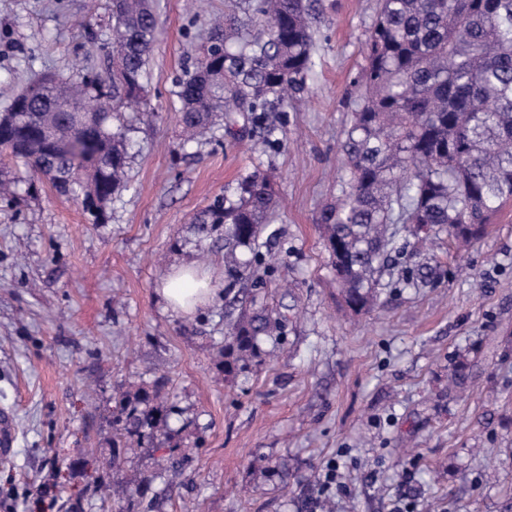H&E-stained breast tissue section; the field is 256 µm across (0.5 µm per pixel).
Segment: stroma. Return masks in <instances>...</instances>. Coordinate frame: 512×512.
I'll return each mask as SVG.
<instances>
[{
    "instance_id": "35a3bbf8",
    "label": "stroma",
    "mask_w": 512,
    "mask_h": 512,
    "mask_svg": "<svg viewBox=\"0 0 512 512\" xmlns=\"http://www.w3.org/2000/svg\"><path fill=\"white\" fill-rule=\"evenodd\" d=\"M153 6L151 112L129 135V182L107 222L88 223L44 179L0 199V410L16 427L0 456V512H59L70 499L82 512H512V206L468 253L437 250L426 287L402 284L398 261L378 308L360 315L316 225L343 174L347 100L377 0H317L310 92L269 113L287 138L261 154L249 130L180 145L175 82L224 0ZM111 37L110 0H0V110L40 74L104 65ZM257 169L279 200L274 261L239 305L264 299L283 329L228 379L223 297L180 316L156 289L184 265L223 288V252L200 261L179 241L190 216ZM460 360L470 368L458 392L448 375ZM159 378L168 447L99 465L118 392ZM172 445L190 465L168 492L159 473ZM333 460L351 494L324 501L317 474ZM97 482L107 499L81 497Z\"/></svg>"
}]
</instances>
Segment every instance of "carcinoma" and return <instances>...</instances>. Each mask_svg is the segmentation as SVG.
Wrapping results in <instances>:
<instances>
[{"instance_id":"cac0c4a2","label":"carcinoma","mask_w":512,"mask_h":512,"mask_svg":"<svg viewBox=\"0 0 512 512\" xmlns=\"http://www.w3.org/2000/svg\"><path fill=\"white\" fill-rule=\"evenodd\" d=\"M311 0H224L202 57L176 82L178 122L190 143L224 121L258 127L307 90L316 53ZM157 17L151 0H112V77L87 68L45 73L0 112V153L81 200L93 224L125 187L127 132L122 109L144 103L146 62ZM365 65L352 81L351 120L339 145L344 175L318 217L345 304L377 301L396 239L480 241L512 204V0H378ZM277 199L270 177L251 172L197 212L184 243L204 255L224 248L228 286L263 260L267 219ZM405 281L435 273L418 250ZM281 329L265 308L227 323L220 364L230 377ZM158 380L116 400L112 448L134 452L169 439ZM189 458L170 448L163 475L183 483Z\"/></svg>"}]
</instances>
